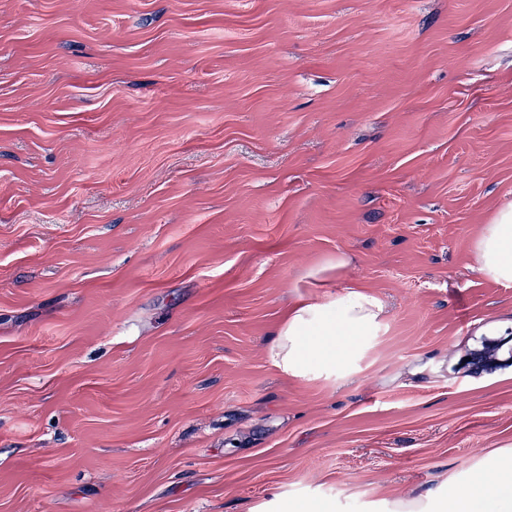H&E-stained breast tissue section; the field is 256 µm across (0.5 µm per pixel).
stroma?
<instances>
[{
  "mask_svg": "<svg viewBox=\"0 0 512 512\" xmlns=\"http://www.w3.org/2000/svg\"><path fill=\"white\" fill-rule=\"evenodd\" d=\"M512 0H0V512H386L512 451ZM347 260L337 267V256ZM383 323L292 377L298 301ZM476 270L500 284H512V204L484 224L473 246Z\"/></svg>",
  "mask_w": 512,
  "mask_h": 512,
  "instance_id": "stroma-1",
  "label": "stroma"
}]
</instances>
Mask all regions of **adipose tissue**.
I'll use <instances>...</instances> for the list:
<instances>
[{
  "label": "adipose tissue",
  "mask_w": 512,
  "mask_h": 512,
  "mask_svg": "<svg viewBox=\"0 0 512 512\" xmlns=\"http://www.w3.org/2000/svg\"><path fill=\"white\" fill-rule=\"evenodd\" d=\"M477 271L500 284H512V204L483 226L473 246ZM383 306L378 298L352 289L322 303L290 308L277 332L276 363L283 372L304 376L340 370L339 348L356 350L379 331ZM493 480L452 489L434 502L397 500L391 512H512V455L497 457Z\"/></svg>",
  "instance_id": "ef3b65f1"
}]
</instances>
